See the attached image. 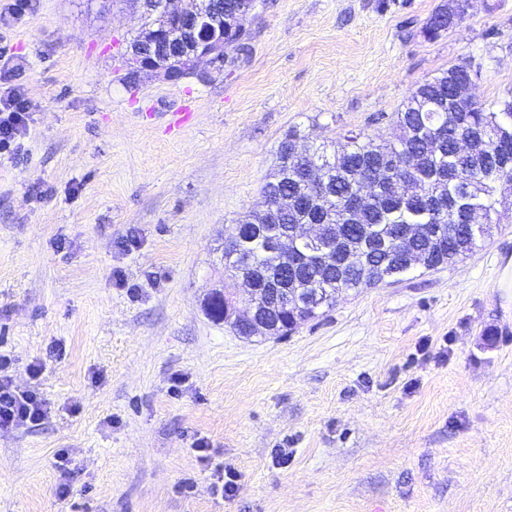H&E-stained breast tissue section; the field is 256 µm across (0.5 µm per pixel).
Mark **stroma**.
I'll use <instances>...</instances> for the list:
<instances>
[{
    "instance_id": "stroma-1",
    "label": "stroma",
    "mask_w": 512,
    "mask_h": 512,
    "mask_svg": "<svg viewBox=\"0 0 512 512\" xmlns=\"http://www.w3.org/2000/svg\"><path fill=\"white\" fill-rule=\"evenodd\" d=\"M445 3L265 0L247 54L175 84L129 74L137 0H0V89L30 102L0 160V376L48 409L0 430V512H512V194L455 266L291 335L202 309L289 129L392 138L466 61L479 101L512 91V0L427 35Z\"/></svg>"
}]
</instances>
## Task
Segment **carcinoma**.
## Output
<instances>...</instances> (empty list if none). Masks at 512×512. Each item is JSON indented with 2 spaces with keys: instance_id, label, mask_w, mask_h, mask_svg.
Here are the masks:
<instances>
[{
  "instance_id": "cac0c4a2",
  "label": "carcinoma",
  "mask_w": 512,
  "mask_h": 512,
  "mask_svg": "<svg viewBox=\"0 0 512 512\" xmlns=\"http://www.w3.org/2000/svg\"><path fill=\"white\" fill-rule=\"evenodd\" d=\"M142 4L144 27H179V20L157 10V0H142ZM236 6L237 0H208L209 21L229 28L238 25ZM450 73L464 79L465 64L448 68L409 93L395 113L398 134L393 140L351 134L336 150L288 132L278 146L271 181L264 186V208L248 212L239 224L225 231L236 238L234 247L222 249L225 277L232 281L251 278L262 288H285L291 277L302 276L307 290L304 307L285 305L276 315L286 327L290 322L304 323L322 316L323 309L332 308L344 291L401 281L407 270L395 264L390 244L410 224L423 227L412 246L436 268L452 266L472 253L477 241L491 235L492 225L502 222L499 195L512 192V136L494 133L503 118L512 119V94L487 105L478 101L463 106L460 112H450ZM477 128L483 134L477 152L455 154L456 137ZM407 153L420 159L409 176L421 183L422 194L402 198L393 184H387L363 223H350L348 213L360 176L376 164L392 165ZM313 166L327 167L316 185L306 178ZM285 194L297 200L296 208L288 212L276 208L277 199ZM475 206L490 217L478 231L471 230L467 221ZM295 224H337L342 239L330 247L327 258L310 256L298 267L287 268L275 242L289 235ZM350 246L357 253L344 263L341 255Z\"/></svg>"
}]
</instances>
